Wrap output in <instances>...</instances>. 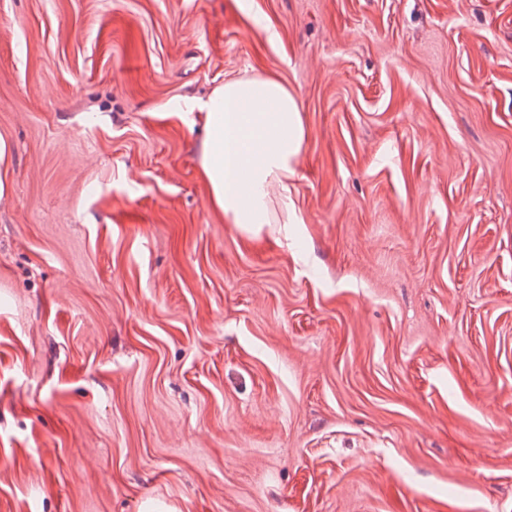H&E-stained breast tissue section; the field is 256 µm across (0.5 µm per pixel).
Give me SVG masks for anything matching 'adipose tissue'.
<instances>
[{"label": "adipose tissue", "instance_id": "adipose-tissue-1", "mask_svg": "<svg viewBox=\"0 0 512 512\" xmlns=\"http://www.w3.org/2000/svg\"><path fill=\"white\" fill-rule=\"evenodd\" d=\"M199 108L198 170L212 209L233 224L295 223L290 183L304 129L287 86L271 75L231 78Z\"/></svg>", "mask_w": 512, "mask_h": 512}]
</instances>
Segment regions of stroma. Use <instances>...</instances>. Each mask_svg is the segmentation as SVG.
Returning a JSON list of instances; mask_svg holds the SVG:
<instances>
[{
	"mask_svg": "<svg viewBox=\"0 0 512 512\" xmlns=\"http://www.w3.org/2000/svg\"><path fill=\"white\" fill-rule=\"evenodd\" d=\"M253 74L294 224L198 173ZM0 136V512H512V0H0ZM198 170L211 208L232 224H294L290 182L304 129L295 96L272 75L224 80L199 104Z\"/></svg>",
	"mask_w": 512,
	"mask_h": 512,
	"instance_id": "1",
	"label": "stroma"
}]
</instances>
